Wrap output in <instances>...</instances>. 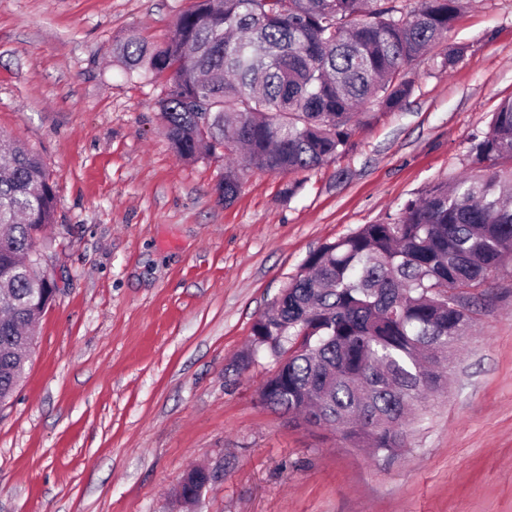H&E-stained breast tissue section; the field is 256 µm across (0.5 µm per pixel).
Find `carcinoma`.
<instances>
[{
	"label": "carcinoma",
	"mask_w": 512,
	"mask_h": 512,
	"mask_svg": "<svg viewBox=\"0 0 512 512\" xmlns=\"http://www.w3.org/2000/svg\"><path fill=\"white\" fill-rule=\"evenodd\" d=\"M463 0H195L162 41L112 48L128 76L166 75L164 132L192 160L245 150L244 168L311 170L345 154L356 129L405 104L413 65L446 37ZM470 173L439 181L378 224L308 255L253 326L246 368L266 349L277 368L260 404L329 429L350 448L394 456L412 409L439 389L435 366L468 335L494 272L512 260V97L467 147ZM239 168L216 186L224 203ZM41 160L0 135V404L15 394L29 332L54 280L24 262L54 223ZM213 481L188 470L175 491L199 500Z\"/></svg>",
	"instance_id": "1"
}]
</instances>
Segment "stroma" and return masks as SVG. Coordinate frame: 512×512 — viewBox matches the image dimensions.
<instances>
[{"instance_id":"obj_1","label":"stroma","mask_w":512,"mask_h":512,"mask_svg":"<svg viewBox=\"0 0 512 512\" xmlns=\"http://www.w3.org/2000/svg\"><path fill=\"white\" fill-rule=\"evenodd\" d=\"M193 2L0 0V134L56 188L58 283L0 406V512H183L171 493L196 465L217 478L193 512H512V262L394 457L259 405L269 351L234 368L310 252L467 172L468 137L512 97V0H466L408 102L334 163L249 171L229 204L223 155L183 160L164 136L165 79L108 55Z\"/></svg>"}]
</instances>
